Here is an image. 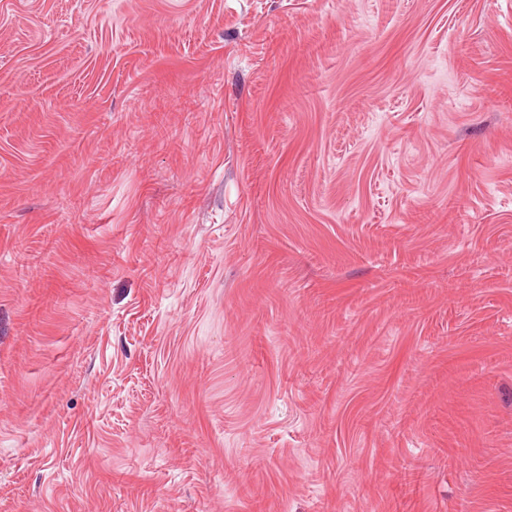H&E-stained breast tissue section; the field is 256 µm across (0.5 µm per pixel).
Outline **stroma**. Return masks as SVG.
<instances>
[{"mask_svg":"<svg viewBox=\"0 0 512 512\" xmlns=\"http://www.w3.org/2000/svg\"><path fill=\"white\" fill-rule=\"evenodd\" d=\"M0 512H512V0H0Z\"/></svg>","mask_w":512,"mask_h":512,"instance_id":"stroma-1","label":"stroma"}]
</instances>
